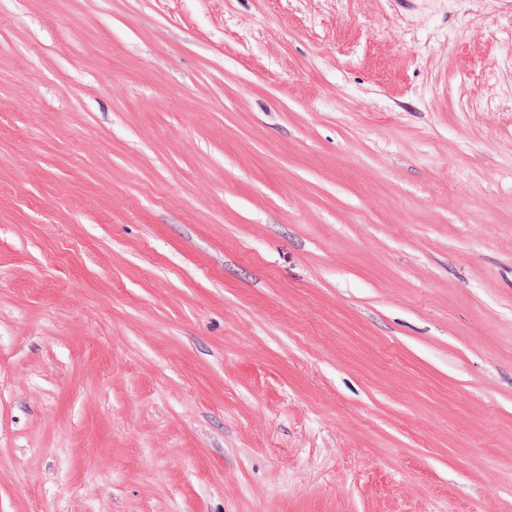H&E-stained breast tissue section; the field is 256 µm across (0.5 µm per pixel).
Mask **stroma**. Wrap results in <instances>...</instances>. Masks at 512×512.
Instances as JSON below:
<instances>
[{
  "mask_svg": "<svg viewBox=\"0 0 512 512\" xmlns=\"http://www.w3.org/2000/svg\"><path fill=\"white\" fill-rule=\"evenodd\" d=\"M0 512H512V0H0Z\"/></svg>",
  "mask_w": 512,
  "mask_h": 512,
  "instance_id": "stroma-1",
  "label": "stroma"
}]
</instances>
